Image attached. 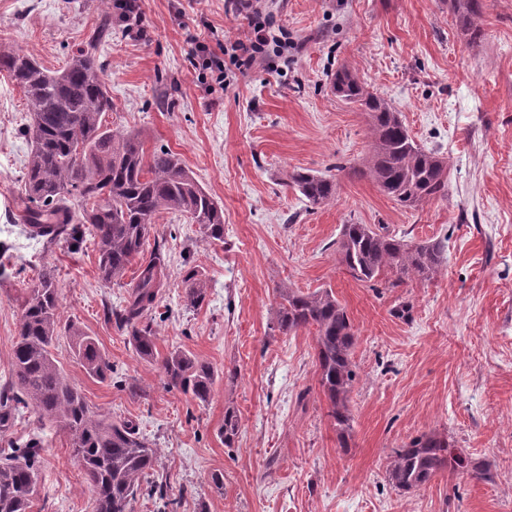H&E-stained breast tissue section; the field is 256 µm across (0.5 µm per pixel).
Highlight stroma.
Segmentation results:
<instances>
[{"mask_svg": "<svg viewBox=\"0 0 512 512\" xmlns=\"http://www.w3.org/2000/svg\"><path fill=\"white\" fill-rule=\"evenodd\" d=\"M264 9L287 37L292 63L280 72L262 61L234 68L223 89L203 84L193 51L217 34L245 38L248 21L232 0H142V37L116 22L97 45L115 105L108 122L139 131L146 149L177 153L224 208L223 242L164 212L144 246L170 260L151 313L157 350L212 364L209 401L163 389L156 364L140 359L109 317L133 278L101 282L90 233L47 249L12 221L29 114L2 75L0 387L11 382L24 288L48 268L61 324L95 336L114 377L89 378L65 335L56 359L92 411L135 421L156 444V476L181 498L179 512H512V0H485L473 42L448 0H265ZM100 10V0H0V44L60 68ZM341 69L445 158L447 197L404 207L364 175L368 119L332 93ZM297 169L335 177V202L313 207L287 187L286 172ZM345 224L439 245L437 275L395 288L355 280L336 254ZM193 266L208 288L188 309L183 276ZM281 285L332 289L353 322L347 446L318 384L313 330L273 329ZM404 301L413 306L407 320L394 314ZM229 407L240 423L230 448L220 436ZM37 432L44 445L31 512H92L66 431L31 410L0 427V449ZM432 433L482 461L492 480L446 471L426 488L397 489L388 475L393 449Z\"/></svg>", "mask_w": 512, "mask_h": 512, "instance_id": "35a3bbf8", "label": "stroma"}]
</instances>
